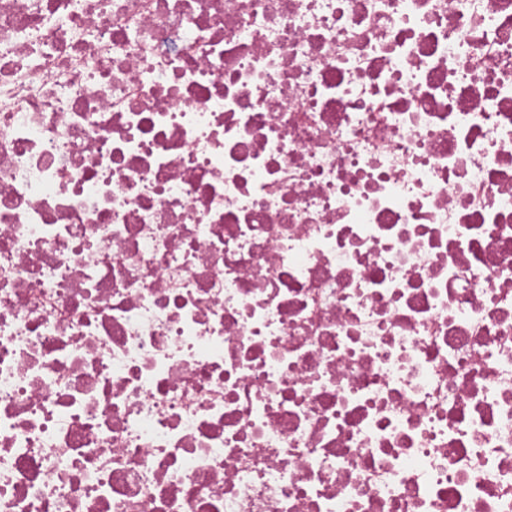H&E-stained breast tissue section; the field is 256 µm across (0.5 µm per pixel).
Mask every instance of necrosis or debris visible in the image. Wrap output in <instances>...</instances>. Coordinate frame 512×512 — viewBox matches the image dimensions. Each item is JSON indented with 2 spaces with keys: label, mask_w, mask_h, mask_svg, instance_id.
<instances>
[{
  "label": "necrosis or debris",
  "mask_w": 512,
  "mask_h": 512,
  "mask_svg": "<svg viewBox=\"0 0 512 512\" xmlns=\"http://www.w3.org/2000/svg\"><path fill=\"white\" fill-rule=\"evenodd\" d=\"M0 512H512V0H0Z\"/></svg>",
  "instance_id": "4bbe7bcc"
}]
</instances>
